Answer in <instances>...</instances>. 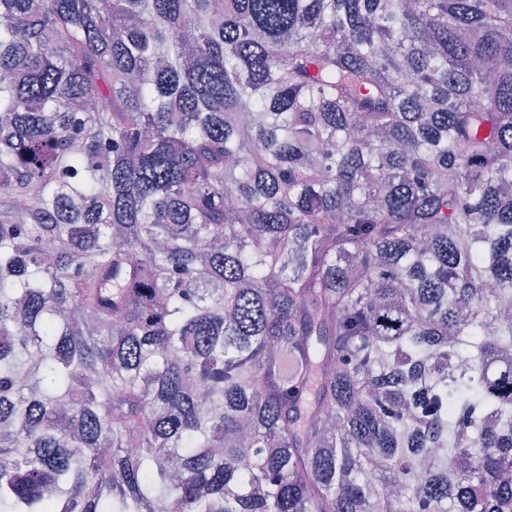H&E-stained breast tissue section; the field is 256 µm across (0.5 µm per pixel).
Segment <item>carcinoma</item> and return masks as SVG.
<instances>
[{"mask_svg":"<svg viewBox=\"0 0 512 512\" xmlns=\"http://www.w3.org/2000/svg\"><path fill=\"white\" fill-rule=\"evenodd\" d=\"M512 0H0V512H512Z\"/></svg>","mask_w":512,"mask_h":512,"instance_id":"cac0c4a2","label":"carcinoma"}]
</instances>
